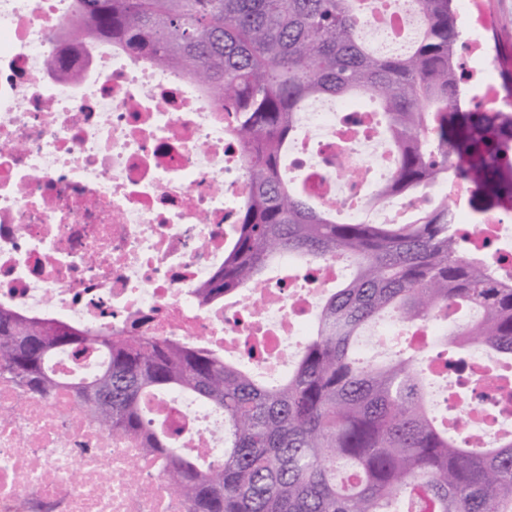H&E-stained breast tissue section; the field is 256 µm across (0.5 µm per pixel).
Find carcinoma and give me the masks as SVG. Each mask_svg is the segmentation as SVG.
Instances as JSON below:
<instances>
[{"instance_id":"obj_1","label":"carcinoma","mask_w":512,"mask_h":512,"mask_svg":"<svg viewBox=\"0 0 512 512\" xmlns=\"http://www.w3.org/2000/svg\"><path fill=\"white\" fill-rule=\"evenodd\" d=\"M413 2L418 35L381 52L364 35L375 0H73L74 25L92 38L206 84L238 138L251 191L201 300L247 301L283 256L341 259L353 272L321 306L294 367L271 380L203 345L4 308L0 377L33 396L68 386L103 428L167 462L164 476L191 512H512V437L464 447L440 427L427 405V353L402 338L390 341L388 361L356 350L372 323L410 327L465 305L479 319L440 342H480L512 359V275L492 272L485 254L464 255L451 195L422 196L452 178L471 187L479 216L512 206V57L495 47L499 106L469 105L454 0ZM355 96L376 104L395 154L364 207L401 197L413 222H340L341 206L283 177L298 113L315 98ZM91 349L104 362L90 379L66 381L49 367L61 352ZM170 391L224 415L222 462L183 453L156 419L151 403Z\"/></svg>"}]
</instances>
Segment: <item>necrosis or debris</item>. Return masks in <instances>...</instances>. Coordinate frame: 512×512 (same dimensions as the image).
I'll return each mask as SVG.
<instances>
[{
	"instance_id": "1",
	"label": "necrosis or debris",
	"mask_w": 512,
	"mask_h": 512,
	"mask_svg": "<svg viewBox=\"0 0 512 512\" xmlns=\"http://www.w3.org/2000/svg\"><path fill=\"white\" fill-rule=\"evenodd\" d=\"M364 26L393 47L420 28L402 0ZM72 0H0V305L94 329L144 324L233 355L260 348L280 373L292 340L307 335L325 289L342 279L337 259L269 275L248 303L200 304L195 290L224 264L234 213L248 197L242 149L210 91L184 72L104 40L70 36ZM66 69L54 70L59 55ZM471 75L484 106L497 103L485 37H470ZM288 165L327 205L357 202L394 162L378 113L335 99L311 101L298 119ZM454 221L470 248L491 243L512 271V219L474 218L470 192ZM450 377L452 428L491 446L512 435V367L474 344ZM182 447L221 462L224 418L175 392L153 404ZM164 462L113 437L71 392L47 398L0 379V512H188Z\"/></svg>"
}]
</instances>
